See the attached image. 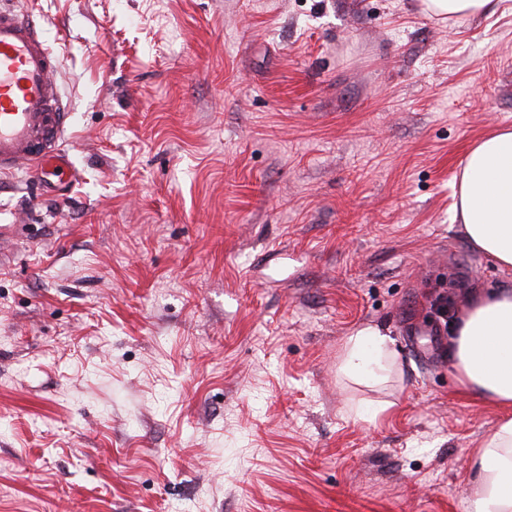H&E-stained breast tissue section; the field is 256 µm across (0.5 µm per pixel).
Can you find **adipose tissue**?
<instances>
[{
	"mask_svg": "<svg viewBox=\"0 0 512 512\" xmlns=\"http://www.w3.org/2000/svg\"><path fill=\"white\" fill-rule=\"evenodd\" d=\"M501 0H419L435 17L494 13ZM458 208L472 245L500 267H512V128L490 131L465 156ZM463 392L502 413L474 452L466 512H512V288L473 291L451 341ZM394 341L367 325L347 337L339 371L356 384H386L396 366Z\"/></svg>",
	"mask_w": 512,
	"mask_h": 512,
	"instance_id": "obj_1",
	"label": "adipose tissue"
}]
</instances>
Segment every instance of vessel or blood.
<instances>
[{
    "label": "vessel or blood",
    "instance_id": "b4317fda",
    "mask_svg": "<svg viewBox=\"0 0 512 512\" xmlns=\"http://www.w3.org/2000/svg\"><path fill=\"white\" fill-rule=\"evenodd\" d=\"M58 65L30 14L0 7V173L27 164L31 180L63 177L69 160L60 140L69 118L52 80Z\"/></svg>",
    "mask_w": 512,
    "mask_h": 512
}]
</instances>
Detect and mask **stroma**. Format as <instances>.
<instances>
[{
  "mask_svg": "<svg viewBox=\"0 0 512 512\" xmlns=\"http://www.w3.org/2000/svg\"><path fill=\"white\" fill-rule=\"evenodd\" d=\"M17 7L74 176L0 175V512H466L501 413L446 342L512 270L455 204L512 127V0ZM366 325L398 353L380 390L336 373ZM502 0H419L420 8L435 17H477L493 14Z\"/></svg>",
  "mask_w": 512,
  "mask_h": 512,
  "instance_id": "stroma-1",
  "label": "stroma"
}]
</instances>
